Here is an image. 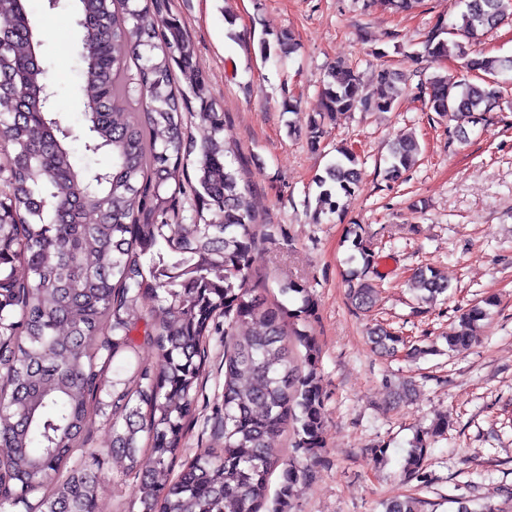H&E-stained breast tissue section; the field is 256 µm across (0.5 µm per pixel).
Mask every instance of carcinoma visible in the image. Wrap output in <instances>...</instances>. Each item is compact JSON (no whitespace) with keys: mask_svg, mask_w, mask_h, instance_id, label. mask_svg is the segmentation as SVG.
Listing matches in <instances>:
<instances>
[{"mask_svg":"<svg viewBox=\"0 0 512 512\" xmlns=\"http://www.w3.org/2000/svg\"><path fill=\"white\" fill-rule=\"evenodd\" d=\"M463 3L457 23L436 20L422 57L442 60L453 49L481 82L436 72L418 87L428 111L456 122V133L484 120L500 98L494 78L512 71V58L471 57L465 46L511 18L512 0ZM48 8L73 10L81 36H89L80 53L82 137L56 111L27 0H0L8 19L0 29V165L8 173L0 182V512L20 504L24 512H99L100 453L87 451L85 438L97 421L112 432L106 454L124 460L116 488L135 483L141 512H287L310 470L288 465L269 497L277 465L269 442L291 426L295 452L315 458L323 448L317 342L290 323L313 317L315 306L292 281L282 292L302 295L297 312L264 296L255 253L273 239L274 225L261 222L249 182L232 168L238 149L195 46L170 0H57ZM450 28L463 41L443 38ZM294 49L287 29L261 41L266 59ZM177 70L184 89L175 85ZM401 84L397 70L382 67L367 93L356 68L329 66L321 111L307 121L310 145L319 146L338 114L394 110ZM191 118L206 131L199 142L188 133ZM79 139L85 154L106 155L108 166L79 164L72 149ZM419 154L415 139L394 141L384 178L401 179ZM358 164L353 149L336 148L316 178L320 210L339 213L355 196ZM182 197L194 201L189 224ZM350 234L363 268L352 272L348 298L367 310L376 294L368 277L374 252L361 225ZM413 286L425 303L448 292L432 270H418ZM147 296L156 302L148 312ZM496 303L488 297L466 309L448 349H469ZM221 318L222 446L181 462L206 341ZM370 338L391 356L404 343L382 327ZM146 349L154 357H143ZM444 425L416 437L406 474L418 472ZM77 451L84 460L68 465Z\"/></svg>","mask_w":512,"mask_h":512,"instance_id":"1","label":"carcinoma"}]
</instances>
